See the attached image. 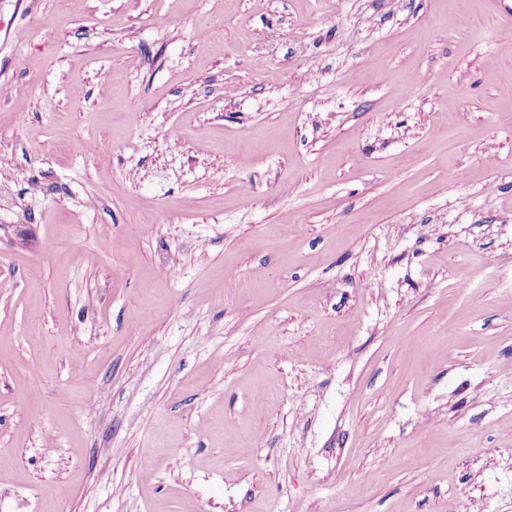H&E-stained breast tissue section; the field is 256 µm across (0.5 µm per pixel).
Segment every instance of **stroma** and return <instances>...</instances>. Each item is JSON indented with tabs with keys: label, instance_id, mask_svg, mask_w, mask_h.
<instances>
[{
	"label": "stroma",
	"instance_id": "35a3bbf8",
	"mask_svg": "<svg viewBox=\"0 0 512 512\" xmlns=\"http://www.w3.org/2000/svg\"><path fill=\"white\" fill-rule=\"evenodd\" d=\"M510 27L0 0V512H512Z\"/></svg>",
	"mask_w": 512,
	"mask_h": 512
}]
</instances>
